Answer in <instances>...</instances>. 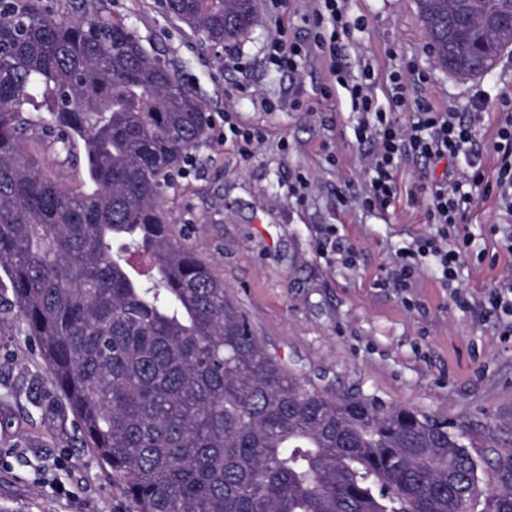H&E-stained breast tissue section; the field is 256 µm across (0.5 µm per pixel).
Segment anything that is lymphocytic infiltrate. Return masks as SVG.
Listing matches in <instances>:
<instances>
[{"label":"lymphocytic infiltrate","instance_id":"obj_1","mask_svg":"<svg viewBox=\"0 0 512 512\" xmlns=\"http://www.w3.org/2000/svg\"><path fill=\"white\" fill-rule=\"evenodd\" d=\"M314 30L312 47L330 61V73L336 84L350 93L352 108L360 112L362 122L355 135L372 144L365 158L368 180L362 194L354 196L359 206L385 208L390 206L396 190L395 173L407 157L437 163L444 159L464 158L465 168L449 170L447 177L425 189L426 213L429 223L445 227L462 223L475 202L474 189L496 187L500 207L512 218V99L502 100L507 117L500 127L494 149L500 157L495 179H488L480 163V152L473 132L483 120L482 112L460 116L455 112L436 111L427 101L413 99L414 76L394 75L390 86V105L378 106L375 81L370 70H363L360 79L347 76L338 61V45L349 37L352 25L346 0H318L317 8L305 18ZM411 109L408 124H399L395 111ZM468 237L457 238L447 245L434 238L417 241L401 249L393 268L394 281L402 288L412 287L423 258H433L445 281H454L457 270L467 255Z\"/></svg>","mask_w":512,"mask_h":512}]
</instances>
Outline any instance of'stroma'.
Returning <instances> with one entry per match:
<instances>
[{
    "label": "stroma",
    "mask_w": 512,
    "mask_h": 512,
    "mask_svg": "<svg viewBox=\"0 0 512 512\" xmlns=\"http://www.w3.org/2000/svg\"><path fill=\"white\" fill-rule=\"evenodd\" d=\"M314 5L255 0L254 24L234 42L232 66L223 47L203 45L160 0H101V16L135 30L211 116L162 206L272 356L318 390L361 393L448 419L473 456L493 458L512 446V338L475 304L512 279V222L496 192L479 195L462 227L470 256L454 282L444 283L427 258L414 287L389 284L399 251L438 234L418 187L444 178L448 164L403 161L388 209L341 202V195L361 193L370 150L355 136L359 115L348 92L332 82L319 53L292 71L269 61L276 28L310 42L304 18ZM347 7L350 20L362 22L339 47L351 77L371 67L382 105L391 73L410 64L427 74L417 93L438 111L468 112L483 97L476 140L483 168L495 174L493 144L504 120L498 100L512 96V51L489 74L459 79L437 66L416 0H348ZM295 90L304 110L284 106ZM262 98L276 111H263ZM233 125L263 131L251 158L241 156ZM32 153L65 186L86 183L84 165L55 147L37 144ZM300 177L309 183L302 200L293 192ZM329 226L354 252L353 265L320 253ZM11 300V289L0 288V512H133L123 478L86 448L38 346L9 313Z\"/></svg>",
    "instance_id": "1"
}]
</instances>
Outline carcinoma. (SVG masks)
<instances>
[{
  "label": "carcinoma",
  "mask_w": 512,
  "mask_h": 512,
  "mask_svg": "<svg viewBox=\"0 0 512 512\" xmlns=\"http://www.w3.org/2000/svg\"><path fill=\"white\" fill-rule=\"evenodd\" d=\"M418 6L440 67L475 76L512 46L488 23L512 0ZM167 12L212 44L253 21L252 0ZM157 59L120 22L0 0V281L134 512H512V448L478 459L445 419L313 388L177 239L162 190L210 116ZM34 138L84 161V188L39 167Z\"/></svg>",
  "instance_id": "cac0c4a2"
}]
</instances>
